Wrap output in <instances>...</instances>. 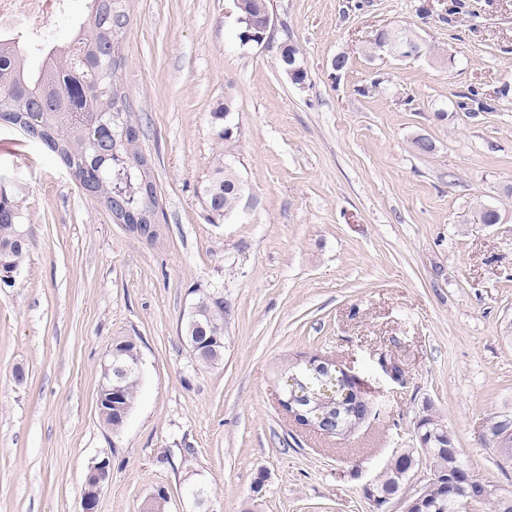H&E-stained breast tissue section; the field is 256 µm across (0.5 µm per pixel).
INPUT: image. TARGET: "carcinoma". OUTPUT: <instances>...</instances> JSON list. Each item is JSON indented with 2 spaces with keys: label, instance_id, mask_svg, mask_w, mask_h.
<instances>
[{
  "label": "carcinoma",
  "instance_id": "1",
  "mask_svg": "<svg viewBox=\"0 0 512 512\" xmlns=\"http://www.w3.org/2000/svg\"><path fill=\"white\" fill-rule=\"evenodd\" d=\"M132 0H89L86 15L69 38L52 39L54 55L35 60L12 43H0V123L20 124V130L41 143L69 170L80 187L122 221L158 224L154 171L143 149L141 136L130 133L142 127L120 83L125 64L122 41L129 27ZM242 26H262L260 0H240ZM297 48L281 46L284 69L301 79L307 72ZM244 185L231 164L220 159L204 186L206 204L213 221H221L237 206ZM22 209L11 177L0 172V282L13 283L26 254ZM227 306L217 292L195 291L193 310L183 318L182 331L203 342L198 362L215 367L224 359V323ZM139 373L131 370L123 380L124 400L112 408V417H101L106 427L117 426L132 409ZM512 415L490 420L485 440L497 455L498 467L506 474L512 468V446L505 449L498 435ZM418 447L403 448L365 488L366 497L383 507L397 494L416 467H429L430 477L418 495L406 502V512H463L466 498L490 505L491 512H512V494L477 477L462 480L468 472L443 419L426 406L414 421Z\"/></svg>",
  "mask_w": 512,
  "mask_h": 512
}]
</instances>
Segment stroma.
<instances>
[{
  "label": "stroma",
  "mask_w": 512,
  "mask_h": 512,
  "mask_svg": "<svg viewBox=\"0 0 512 512\" xmlns=\"http://www.w3.org/2000/svg\"><path fill=\"white\" fill-rule=\"evenodd\" d=\"M271 8V39L244 46L232 0H134L121 79L166 217L155 244L0 126L28 243L0 288V512H81L97 456L112 466L97 512H139L160 489L165 512H374L364 488L414 446L425 406L475 474L512 490L484 446L491 418L512 413V0ZM396 26L420 57L373 50ZM286 41L304 85L282 67ZM473 89L492 111L463 109ZM226 100L246 192L215 223L203 187ZM484 208L498 223L479 222ZM199 288L229 309L214 368L192 363L181 334ZM125 339L140 376L115 434L96 399ZM314 354L377 409L349 435L302 428L279 404L288 362Z\"/></svg>",
  "instance_id": "35a3bbf8"
}]
</instances>
